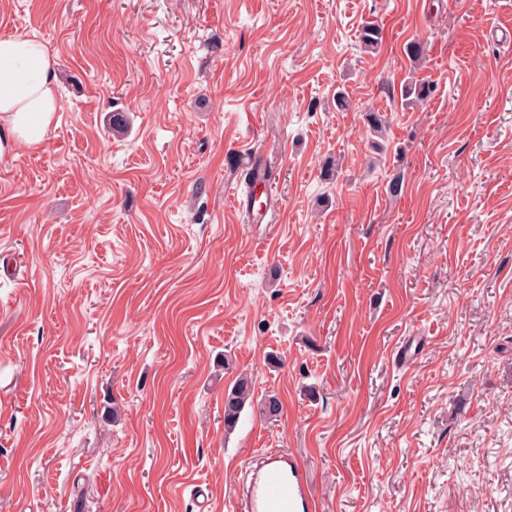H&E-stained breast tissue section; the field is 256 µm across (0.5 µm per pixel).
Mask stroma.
<instances>
[{"mask_svg":"<svg viewBox=\"0 0 512 512\" xmlns=\"http://www.w3.org/2000/svg\"><path fill=\"white\" fill-rule=\"evenodd\" d=\"M3 37L58 90L0 157V512H232L264 448L319 512H512V0H0ZM432 93V85L426 80L405 81L401 86V97L406 105H415L427 100ZM258 157L253 150H240L237 154V167L246 174L254 186L265 184L269 178L265 168L257 166ZM268 199L269 197H266V201H268ZM255 200V198L252 200L249 194L243 196L238 193H235L231 197L233 207L244 212L248 217H250V215L252 214L253 220L254 222H257V224L258 222L262 223L267 218L268 214H270V220H268L266 223L269 224L272 221V217L275 212L272 200H269L266 203L264 209L262 207L255 209ZM247 404H252V379L241 374L224 395L225 431L234 430Z\"/></svg>","mask_w":512,"mask_h":512,"instance_id":"obj_1","label":"stroma"}]
</instances>
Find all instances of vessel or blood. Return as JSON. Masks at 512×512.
Returning <instances> with one entry per match:
<instances>
[{"label": "vessel or blood", "mask_w": 512, "mask_h": 512, "mask_svg": "<svg viewBox=\"0 0 512 512\" xmlns=\"http://www.w3.org/2000/svg\"><path fill=\"white\" fill-rule=\"evenodd\" d=\"M257 161L253 151L242 150L237 154L238 169L259 185L267 182L268 173ZM231 202L257 223L275 212L270 203L256 208L247 195L233 194ZM233 508L235 512H318L306 467L295 454L281 449L261 453L256 467L241 472Z\"/></svg>", "instance_id": "vessel-or-blood-1"}]
</instances>
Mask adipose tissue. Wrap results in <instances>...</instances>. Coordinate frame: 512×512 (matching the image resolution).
I'll return each mask as SVG.
<instances>
[{"label": "adipose tissue", "mask_w": 512, "mask_h": 512, "mask_svg": "<svg viewBox=\"0 0 512 512\" xmlns=\"http://www.w3.org/2000/svg\"><path fill=\"white\" fill-rule=\"evenodd\" d=\"M56 58L32 38L0 39V154L40 144L57 110Z\"/></svg>", "instance_id": "ef3b65f1"}]
</instances>
